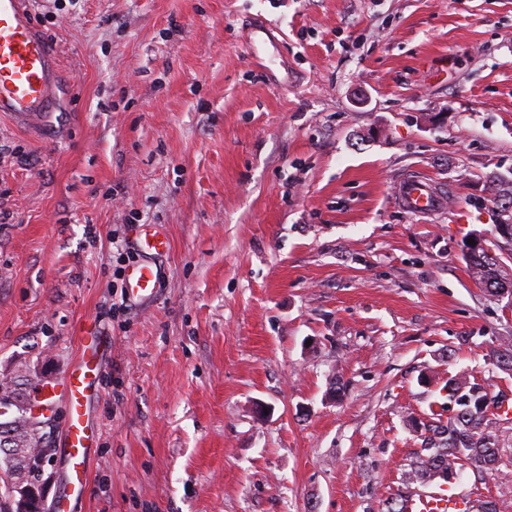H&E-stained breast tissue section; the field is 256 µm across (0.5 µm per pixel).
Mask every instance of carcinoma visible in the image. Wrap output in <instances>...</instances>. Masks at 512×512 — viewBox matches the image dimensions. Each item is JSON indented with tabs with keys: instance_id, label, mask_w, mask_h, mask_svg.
Segmentation results:
<instances>
[{
	"instance_id": "obj_1",
	"label": "carcinoma",
	"mask_w": 512,
	"mask_h": 512,
	"mask_svg": "<svg viewBox=\"0 0 512 512\" xmlns=\"http://www.w3.org/2000/svg\"><path fill=\"white\" fill-rule=\"evenodd\" d=\"M493 186L495 198L504 203L502 210L512 214V180L496 176ZM464 259L469 276L489 296L512 297V270L502 262V256L481 249L464 253ZM489 364L511 372L512 344H501L493 349ZM25 373V365L21 364L15 375L0 376V393L9 398L5 402L0 397V417L11 414L10 418L0 420V512H17L10 509V500L20 482L31 488L32 512H43L36 508L41 463L35 451L47 447V443L45 433L29 427L24 418V403L29 391H18L17 385ZM448 400L452 414L448 421L441 420L436 426L439 437L417 454L411 470L406 472L410 482L440 477L442 472L458 467L490 473L502 462V448L490 418L492 411L498 408V401L487 387L464 376L450 378Z\"/></svg>"
}]
</instances>
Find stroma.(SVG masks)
I'll return each mask as SVG.
<instances>
[{
	"label": "stroma",
	"mask_w": 512,
	"mask_h": 512,
	"mask_svg": "<svg viewBox=\"0 0 512 512\" xmlns=\"http://www.w3.org/2000/svg\"><path fill=\"white\" fill-rule=\"evenodd\" d=\"M58 58L52 139L0 117V375L52 387L92 322L112 350L74 512H467L490 474L405 484L512 301L462 249L511 218L512 0H30ZM418 175L439 211L396 201ZM170 240L158 298L118 277ZM410 512H447L448 498L444 495L416 494L409 501ZM449 512V511H448Z\"/></svg>",
	"instance_id": "35a3bbf8"
}]
</instances>
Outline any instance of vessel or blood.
Wrapping results in <instances>:
<instances>
[{"instance_id":"vessel-or-blood-1","label":"vessel or blood","mask_w":512,"mask_h":512,"mask_svg":"<svg viewBox=\"0 0 512 512\" xmlns=\"http://www.w3.org/2000/svg\"><path fill=\"white\" fill-rule=\"evenodd\" d=\"M28 0H0V114H8L20 126L48 121L55 108V88L61 70L49 42L40 34L29 15ZM399 204L415 214H429L443 206L445 196L425 180L410 177L397 188ZM138 261L128 268L126 281L133 303L151 301L162 278L160 258L170 250L166 234L152 226L143 227L135 240ZM80 351L64 373L57 397L47 405L62 401L66 420L59 447L66 459V488L53 503L54 512H72L74 498L89 485V451L95 443L89 406L97 390L99 368L105 343L93 329L80 337ZM409 512H448V500L436 494H416Z\"/></svg>"}]
</instances>
